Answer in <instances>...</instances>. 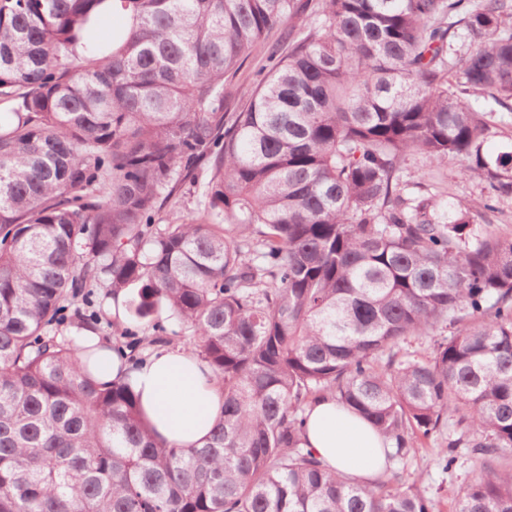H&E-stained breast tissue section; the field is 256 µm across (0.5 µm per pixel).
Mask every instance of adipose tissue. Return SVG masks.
<instances>
[{
	"instance_id": "adipose-tissue-1",
	"label": "adipose tissue",
	"mask_w": 512,
	"mask_h": 512,
	"mask_svg": "<svg viewBox=\"0 0 512 512\" xmlns=\"http://www.w3.org/2000/svg\"><path fill=\"white\" fill-rule=\"evenodd\" d=\"M91 352L88 368L102 384L131 383L151 433L178 448L201 447L219 417L224 394L212 369L198 354L159 345L134 361L113 350L109 340L84 337ZM307 446L331 468L361 481L380 477L386 468L383 439L358 415L324 398L314 404L306 429Z\"/></svg>"
}]
</instances>
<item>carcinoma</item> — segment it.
Listing matches in <instances>:
<instances>
[{
  "label": "carcinoma",
  "mask_w": 512,
  "mask_h": 512,
  "mask_svg": "<svg viewBox=\"0 0 512 512\" xmlns=\"http://www.w3.org/2000/svg\"><path fill=\"white\" fill-rule=\"evenodd\" d=\"M122 26L98 36L107 3ZM311 13L315 22L303 23ZM503 0H0V512H434L306 448L330 397L404 464L421 438L478 467L454 512H512V237L414 195L411 152L512 194ZM288 51L265 39L286 24ZM466 46L463 55L456 43ZM266 64L241 112L226 75ZM493 108L473 109L468 91ZM207 165L209 222L154 217ZM193 331L224 405L200 448L150 434L77 338L96 289ZM81 300L82 305L75 304ZM146 341L115 328L125 347ZM428 343L418 356L408 342ZM448 439H443V435ZM491 121L492 134L483 151L488 159L495 160L498 154L512 151V114L495 112Z\"/></svg>",
  "instance_id": "cac0c4a2"
}]
</instances>
